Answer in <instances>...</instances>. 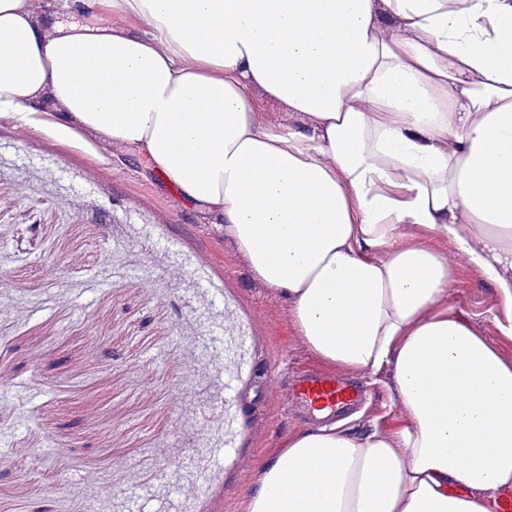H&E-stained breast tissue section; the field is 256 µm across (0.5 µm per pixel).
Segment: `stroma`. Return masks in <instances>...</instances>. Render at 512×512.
<instances>
[{
    "mask_svg": "<svg viewBox=\"0 0 512 512\" xmlns=\"http://www.w3.org/2000/svg\"><path fill=\"white\" fill-rule=\"evenodd\" d=\"M440 247L449 305L512 359L495 285ZM328 372L223 227L138 158L0 118V512H243L318 424L295 384ZM355 382L346 429L390 430L389 373Z\"/></svg>",
    "mask_w": 512,
    "mask_h": 512,
    "instance_id": "stroma-1",
    "label": "stroma"
}]
</instances>
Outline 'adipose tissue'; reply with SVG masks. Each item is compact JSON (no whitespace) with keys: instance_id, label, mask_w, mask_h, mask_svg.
<instances>
[{"instance_id":"obj_1","label":"adipose tissue","mask_w":512,"mask_h":512,"mask_svg":"<svg viewBox=\"0 0 512 512\" xmlns=\"http://www.w3.org/2000/svg\"><path fill=\"white\" fill-rule=\"evenodd\" d=\"M101 2L97 22L0 0V118L144 160L324 365L391 374L394 429L289 435L244 512H494L512 360L400 229L446 238L512 309V0Z\"/></svg>"}]
</instances>
